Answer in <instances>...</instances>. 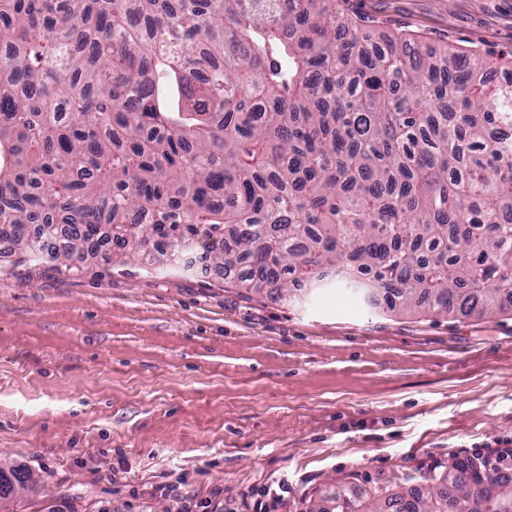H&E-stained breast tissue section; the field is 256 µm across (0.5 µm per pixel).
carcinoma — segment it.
<instances>
[{"label":"carcinoma","mask_w":512,"mask_h":512,"mask_svg":"<svg viewBox=\"0 0 512 512\" xmlns=\"http://www.w3.org/2000/svg\"><path fill=\"white\" fill-rule=\"evenodd\" d=\"M339 0H0V239L245 290L332 277L390 311L512 309V83ZM30 473L0 476V494ZM342 489L326 512H512V449Z\"/></svg>","instance_id":"1"}]
</instances>
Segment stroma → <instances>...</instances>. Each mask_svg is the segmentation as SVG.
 <instances>
[{"mask_svg": "<svg viewBox=\"0 0 512 512\" xmlns=\"http://www.w3.org/2000/svg\"><path fill=\"white\" fill-rule=\"evenodd\" d=\"M373 43L512 52V0H344ZM495 441L512 448V313L390 315L332 283L287 302L102 247L0 262V512H325Z\"/></svg>", "mask_w": 512, "mask_h": 512, "instance_id": "35a3bbf8", "label": "stroma"}]
</instances>
